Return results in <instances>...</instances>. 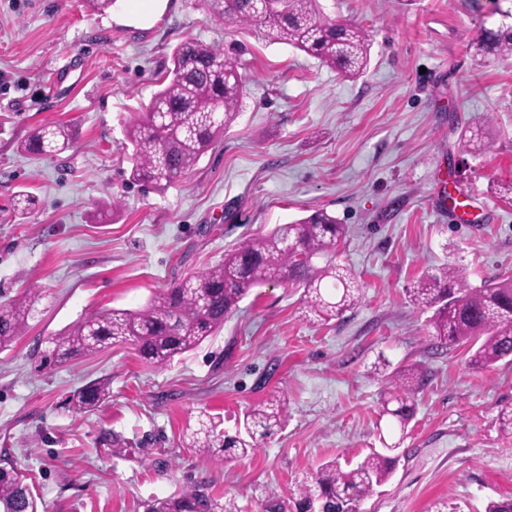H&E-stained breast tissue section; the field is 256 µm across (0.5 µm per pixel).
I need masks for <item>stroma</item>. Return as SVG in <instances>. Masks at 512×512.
Listing matches in <instances>:
<instances>
[{
	"label": "stroma",
	"mask_w": 512,
	"mask_h": 512,
	"mask_svg": "<svg viewBox=\"0 0 512 512\" xmlns=\"http://www.w3.org/2000/svg\"><path fill=\"white\" fill-rule=\"evenodd\" d=\"M362 26L370 63L350 80L263 29L210 17L202 0H168L147 20L129 0L105 14L85 0H0V304L41 295L0 350V458L18 463L45 512H144L197 483L238 512L328 461L356 463L400 441L391 479L361 512H485L512 499V364L484 371L467 347L433 345L409 290L448 266L475 288L512 276V57L475 53L481 27L512 0H320ZM194 38L240 59L239 116L183 178L158 190L129 179L126 124L144 112L172 49ZM489 118V145L462 133ZM71 125L70 148L34 156L38 128ZM29 192L37 206L19 214ZM478 198L469 222L452 212ZM113 209L110 220L101 212ZM317 208L347 224L338 265L364 297L322 323L302 291L252 289L223 329L157 369L133 345L42 366L41 342L101 308L137 309L184 277L221 263L248 238ZM424 375L406 433L382 414L387 379ZM108 379L107 403L68 407ZM284 396L281 428L247 457L202 461L186 437L201 416L234 431L250 407Z\"/></svg>",
	"instance_id": "obj_1"
}]
</instances>
